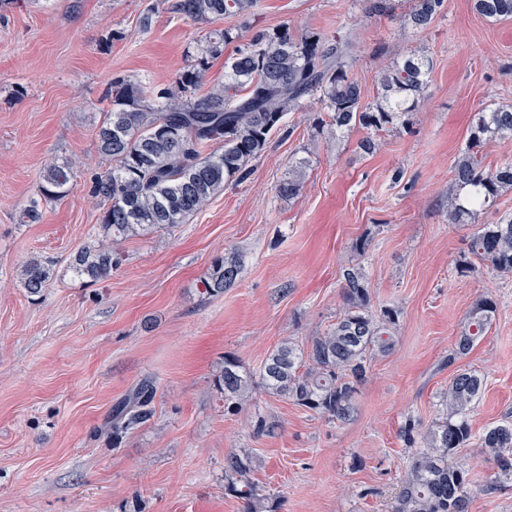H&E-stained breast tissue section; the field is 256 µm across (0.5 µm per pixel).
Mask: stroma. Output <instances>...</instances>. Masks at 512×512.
<instances>
[{"label": "stroma", "instance_id": "35a3bbf8", "mask_svg": "<svg viewBox=\"0 0 512 512\" xmlns=\"http://www.w3.org/2000/svg\"><path fill=\"white\" fill-rule=\"evenodd\" d=\"M154 0H0V512H240L224 457L258 460L261 490L280 512H390L412 450L406 420L441 421L454 369L483 375L469 420L474 436L455 461L468 469L470 512H512V478L493 480L479 437L512 419V278L480 261L468 272L469 226L449 223L452 166L473 112L512 103V20L491 22L472 0H446L419 33L402 29L411 0H259L256 23L328 37L355 32L354 73L366 102L379 72L414 50L433 59L412 125L360 150L362 129L312 137L314 108L286 116L249 178L213 197L172 232L121 243L111 278L90 283L70 264L101 236L90 179L106 167L92 138L112 80L166 83L188 63L208 26L158 11ZM310 162L297 196L278 187L295 160ZM71 162L76 188L19 217L45 167ZM371 247L357 255L353 246ZM241 255L235 284L206 297L213 258ZM51 261L40 299L22 288L27 262ZM364 268L374 311L397 310L394 346L375 355L356 411L331 421L256 392L224 410L214 378L225 355L258 373L283 340L305 345L339 316L343 272ZM498 310L486 336L454 366L445 361L474 301ZM153 377L155 414L120 440L103 431L113 405ZM261 414L273 435L253 438Z\"/></svg>", "mask_w": 512, "mask_h": 512}]
</instances>
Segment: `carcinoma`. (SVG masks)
Returning a JSON list of instances; mask_svg holds the SVG:
<instances>
[{
    "label": "carcinoma",
    "mask_w": 512,
    "mask_h": 512,
    "mask_svg": "<svg viewBox=\"0 0 512 512\" xmlns=\"http://www.w3.org/2000/svg\"><path fill=\"white\" fill-rule=\"evenodd\" d=\"M166 10L193 22L208 24L233 18L247 41L224 61V82L201 91L210 60L224 55L231 39L226 29L206 36L191 64L167 84L151 85L129 77L112 81L108 108L95 131L98 152L110 165L91 177L90 193L101 210L106 238L83 246L71 269L92 282L112 276L120 262L114 245L151 232L171 230L203 210L224 188L246 180L250 165L269 147L272 133L288 113L315 100L327 119L315 118L316 128L329 124L345 133L358 127L380 132L406 126L425 100L433 61L410 53L378 75L381 98L364 101L362 84L353 76L356 40L294 33L284 24L276 29L255 25L253 0H164ZM445 0H413L405 24L427 29L440 15ZM476 11L492 21L512 19V0H474ZM497 138L512 139V106L484 107L474 113L468 145L455 160L453 187L448 193V219L473 224L471 254L501 274H512V214L492 224L478 218L498 196L512 190V162L483 164L481 148ZM306 161L290 166L279 192L299 194L305 186ZM74 172L67 163L48 165L22 219L40 218L39 200L56 202L73 193ZM238 257L228 252L216 258L202 281L203 294L213 296L235 283ZM51 277L50 268L34 259L20 274L29 296H39ZM343 312L327 332L311 338L301 350L291 342L276 346L259 374L243 370L235 357L224 358L216 378L224 394V410L237 414L256 389L284 397L308 411L347 420L356 409L358 387L367 372L368 357L391 345L395 311L374 314L369 307L366 275L359 264L344 270ZM497 312L489 295L476 300L468 327L458 336L448 364L468 353L484 337ZM485 386L482 376L458 369L444 393L446 417L422 434L425 447L408 462L405 479L392 512H469L468 472L452 461L472 437L468 413ZM156 387L145 378L112 409L103 430L117 440L150 419ZM253 437L267 436L275 425L262 416L251 419ZM496 465L494 479L512 477V422L490 427L481 436ZM256 461L241 451L224 456L227 489L240 501L241 512H279L276 497L259 493L253 480Z\"/></svg>",
    "instance_id": "obj_1"
}]
</instances>
